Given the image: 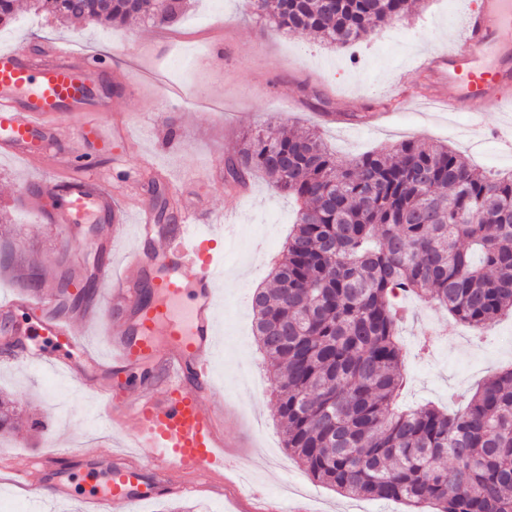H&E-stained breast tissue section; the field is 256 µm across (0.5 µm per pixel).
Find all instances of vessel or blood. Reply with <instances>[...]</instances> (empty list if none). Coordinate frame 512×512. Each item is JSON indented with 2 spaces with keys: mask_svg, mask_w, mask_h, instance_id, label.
I'll use <instances>...</instances> for the list:
<instances>
[{
  "mask_svg": "<svg viewBox=\"0 0 512 512\" xmlns=\"http://www.w3.org/2000/svg\"><path fill=\"white\" fill-rule=\"evenodd\" d=\"M509 30L512 0H473L461 39L420 64L436 78L430 101L469 113L472 136L484 134L486 103H512ZM104 68L102 58L76 51L68 41L38 53L0 48V154L60 172L31 183L22 203L33 208L40 196L54 197L58 205L49 221L102 218L110 235L122 227L125 210L137 216L134 242L122 256L132 276L113 279L110 235L98 245L105 259L97 278L112 286L108 301H82L73 316L60 314L45 289L0 301V316L22 313L29 321L0 331V344L13 348L24 366L62 371L74 383L96 380L98 429L108 437L113 426H121L120 445L128 453L118 459L88 444L75 461L95 483L80 493L62 467L71 458L62 443L36 463L5 459L0 469L34 500L47 493L75 502L78 512H135L136 505L168 494L224 487V407L211 396L215 359L224 351L222 294L211 251L218 222L198 224L187 213L174 224L154 223L144 204L119 201L105 189L88 154L58 149L65 136L101 151L114 141L137 151L123 129L105 130L94 118L106 104L93 92ZM79 319L105 321L108 355L87 342L75 325ZM33 333L48 338L49 346H31ZM43 472L51 475L46 487L38 479Z\"/></svg>",
  "mask_w": 512,
  "mask_h": 512,
  "instance_id": "1",
  "label": "vessel or blood"
}]
</instances>
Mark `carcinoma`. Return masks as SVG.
Returning <instances> with one entry per match:
<instances>
[{
    "instance_id": "carcinoma-1",
    "label": "carcinoma",
    "mask_w": 512,
    "mask_h": 512,
    "mask_svg": "<svg viewBox=\"0 0 512 512\" xmlns=\"http://www.w3.org/2000/svg\"><path fill=\"white\" fill-rule=\"evenodd\" d=\"M416 0H248L290 32L348 46L406 17ZM187 0H31L73 19L163 25ZM231 180L252 171L298 203L271 286L251 296L254 330L276 397L283 447L314 480L351 497L428 512H512V369L453 413L395 406L403 385L398 299L424 298L481 330L512 313V173L491 177L448 146L403 141L343 163L310 129L271 125L240 138ZM19 286L52 281L60 308L77 269L47 277L13 256ZM22 426L0 395V433ZM455 472L448 478L447 461Z\"/></svg>"
}]
</instances>
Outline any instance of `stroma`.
<instances>
[{
  "mask_svg": "<svg viewBox=\"0 0 512 512\" xmlns=\"http://www.w3.org/2000/svg\"><path fill=\"white\" fill-rule=\"evenodd\" d=\"M470 2L419 0L408 17L393 24L402 40L381 50L369 39L331 48L312 34L276 29L251 16L244 0H191L179 22L166 28L65 24L22 8L0 26L4 47L37 52L66 39L83 50L133 57L126 72L130 92L116 108L101 111L99 121L107 128L126 127L140 151L131 154L116 144L98 158L106 187L140 198L155 214L175 217L189 207L228 221L215 248L223 272L224 353L215 363L214 398L224 404L227 453L241 459V470L249 471L260 494L241 498V471H230L223 495L174 494L140 504L138 512H273L287 488L306 491L302 505L308 512H408L399 502L337 493L283 448L248 297L255 288L268 287L297 205L261 174L250 176L244 192H237L226 181V168L243 130L272 124L317 130L342 160L414 139L448 144L479 170L512 172V151L495 136L504 121L495 104L483 115L487 136L475 141L466 132L467 114L397 99L402 86H424V78L413 72L417 60L462 34ZM217 36L223 39V58L216 62L209 50ZM369 101L388 105L387 116L373 130L349 128V120L362 116ZM192 171L198 179L190 185L186 176ZM46 177L21 159L0 156V211L14 230L9 237L0 234V265L25 247L37 252L48 273L65 258L96 270L100 255L91 244L100 238L98 224L39 223L19 206L26 181ZM404 302L412 314L401 330L407 385L398 406L431 402L457 408L487 378L512 367V317L500 318L480 336L423 299L408 295ZM0 391L44 423L0 440V458L40 457L63 431L80 449L97 432L93 385L78 387L64 377L23 372L0 360Z\"/></svg>",
  "mask_w": 512,
  "mask_h": 512,
  "instance_id": "1",
  "label": "stroma"
}]
</instances>
